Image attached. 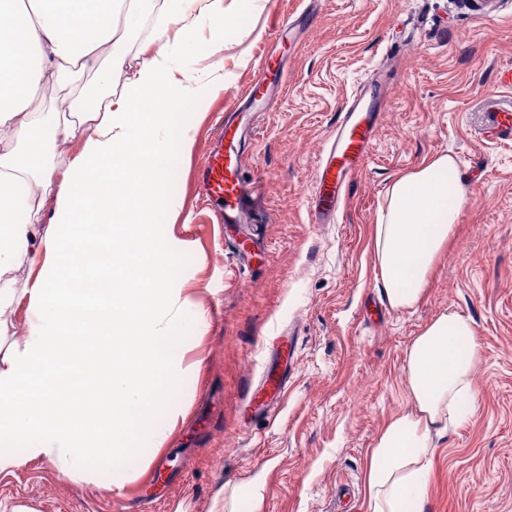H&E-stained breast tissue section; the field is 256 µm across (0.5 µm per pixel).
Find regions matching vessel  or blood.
Wrapping results in <instances>:
<instances>
[{
	"label": "vessel or blood",
	"mask_w": 512,
	"mask_h": 512,
	"mask_svg": "<svg viewBox=\"0 0 512 512\" xmlns=\"http://www.w3.org/2000/svg\"><path fill=\"white\" fill-rule=\"evenodd\" d=\"M386 89V78L373 74L340 109L336 128L314 174L315 196L324 215H338L347 203L352 178L362 170L369 156ZM488 111L483 138L511 142L512 106L493 103ZM242 121L237 112L220 116L215 144L208 149L196 174L203 203L214 204L216 222L227 227L245 223L255 208L259 191L258 183H246L239 176L242 160L234 141Z\"/></svg>",
	"instance_id": "1"
}]
</instances>
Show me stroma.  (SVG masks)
<instances>
[{
    "label": "stroma",
    "instance_id": "1",
    "mask_svg": "<svg viewBox=\"0 0 512 512\" xmlns=\"http://www.w3.org/2000/svg\"><path fill=\"white\" fill-rule=\"evenodd\" d=\"M310 28L270 41L281 16ZM269 54L284 72L274 108L246 95ZM222 64L224 90L180 117L193 141L168 163L169 209L156 236L180 247L177 287L206 311L183 340L188 375L171 398L176 427L146 468L112 492L45 460L0 474V500L28 512H249L242 485L265 484L259 512H369L367 462L407 411L406 352L439 315L472 316L482 356L473 413L439 441L425 512H512V142L481 139L489 98L512 105L496 74L512 66V0H262L224 46L189 59ZM390 90L371 146L336 218L311 223L314 172L344 100L374 71ZM252 113L245 180L261 179L248 262L212 224L194 180L216 114ZM453 154L467 198L423 301L395 310L377 286L373 228L394 176ZM288 334V352L272 344ZM284 382L272 418L261 377Z\"/></svg>",
    "mask_w": 512,
    "mask_h": 512
}]
</instances>
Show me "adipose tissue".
Masks as SVG:
<instances>
[{"instance_id":"ef3b65f1","label":"adipose tissue","mask_w":512,"mask_h":512,"mask_svg":"<svg viewBox=\"0 0 512 512\" xmlns=\"http://www.w3.org/2000/svg\"><path fill=\"white\" fill-rule=\"evenodd\" d=\"M259 0H164L157 33L127 62V42L153 0H0V473L26 461L64 477L120 488L146 465L178 420L167 412L186 376L181 341L204 311L181 303L172 283L178 253L153 235L163 176L192 141L177 116L200 87L224 89L219 67H184L202 33L223 40L246 25ZM120 92L96 104L71 100L70 119L31 110L65 65L99 68ZM88 134L65 172L46 161L75 126ZM453 156L396 176L377 218L379 286L396 310L422 300L452 240L466 191L450 185ZM56 185L48 223L31 185ZM36 267L16 287L22 262ZM26 302L17 328L11 313ZM481 343L465 312L440 315L407 350L409 411L391 418L369 458V512H423L437 438L469 414ZM68 419L80 431L65 427Z\"/></svg>"}]
</instances>
